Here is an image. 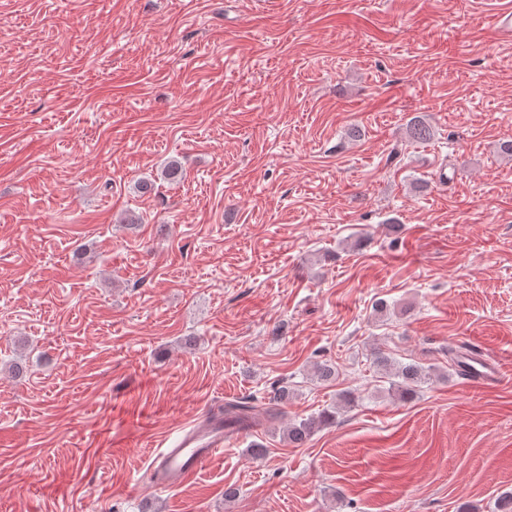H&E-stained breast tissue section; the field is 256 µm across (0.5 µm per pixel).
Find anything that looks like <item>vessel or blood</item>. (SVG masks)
Listing matches in <instances>:
<instances>
[{"label":"vessel or blood","instance_id":"vessel-or-blood-1","mask_svg":"<svg viewBox=\"0 0 512 512\" xmlns=\"http://www.w3.org/2000/svg\"><path fill=\"white\" fill-rule=\"evenodd\" d=\"M224 446V416L211 413L208 420L188 431L165 436L158 445L151 467V480L158 488H176L189 483Z\"/></svg>","mask_w":512,"mask_h":512}]
</instances>
